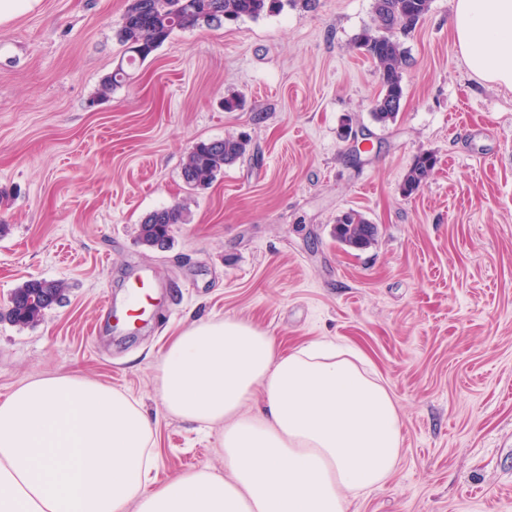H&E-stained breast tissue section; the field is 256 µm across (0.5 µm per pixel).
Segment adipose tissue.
I'll return each mask as SVG.
<instances>
[{
  "label": "adipose tissue",
  "instance_id": "adipose-tissue-1",
  "mask_svg": "<svg viewBox=\"0 0 512 512\" xmlns=\"http://www.w3.org/2000/svg\"><path fill=\"white\" fill-rule=\"evenodd\" d=\"M458 54L512 88V0H452ZM175 417L221 428L223 471L153 482L155 430L123 391L75 374L0 401V512H348L402 455L397 401L356 346L284 352L255 325L201 321L156 366Z\"/></svg>",
  "mask_w": 512,
  "mask_h": 512
}]
</instances>
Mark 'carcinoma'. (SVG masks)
I'll return each mask as SVG.
<instances>
[{
    "label": "carcinoma",
    "instance_id": "1",
    "mask_svg": "<svg viewBox=\"0 0 512 512\" xmlns=\"http://www.w3.org/2000/svg\"><path fill=\"white\" fill-rule=\"evenodd\" d=\"M287 6L312 10L316 0H131L116 31L128 57L102 83L100 95H107L117 84L129 79L127 67L145 62L176 31L204 25L211 27L217 17L223 23L244 17L258 18L279 13ZM429 8L430 0H374L373 25L363 28L354 38L355 48L371 60L379 75L381 90L372 115L382 125L396 120L404 96L403 70L407 54L399 35L410 33ZM247 146L246 139L235 136L194 144L183 164L184 182L192 189L207 187L224 167L245 156ZM435 164L434 153L418 154L404 176L403 194L411 196L418 192ZM188 220L189 211L184 204L155 210L141 224L139 241L149 249L167 246L173 226L186 224ZM376 232V226L353 209L336 216L333 227L337 243L357 250L368 247ZM63 291L64 286L59 282L27 280L14 290L9 305L0 310V321L17 326L35 325Z\"/></svg>",
    "mask_w": 512,
    "mask_h": 512
}]
</instances>
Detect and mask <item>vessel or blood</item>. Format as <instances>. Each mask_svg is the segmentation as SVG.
I'll list each match as a JSON object with an SVG mask.
<instances>
[{
  "label": "vessel or blood",
  "mask_w": 512,
  "mask_h": 512,
  "mask_svg": "<svg viewBox=\"0 0 512 512\" xmlns=\"http://www.w3.org/2000/svg\"><path fill=\"white\" fill-rule=\"evenodd\" d=\"M157 283L144 270L133 271L125 283L122 298H107L104 310L113 318L116 331H126L146 321L156 301Z\"/></svg>",
  "instance_id": "obj_1"
}]
</instances>
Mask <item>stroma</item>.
Segmentation results:
<instances>
[{"instance_id": "obj_1", "label": "stroma", "mask_w": 512, "mask_h": 512, "mask_svg": "<svg viewBox=\"0 0 512 512\" xmlns=\"http://www.w3.org/2000/svg\"><path fill=\"white\" fill-rule=\"evenodd\" d=\"M130 0H39L0 25V306L31 278L66 292L43 321L0 323V400L72 372L141 401L163 481L223 471L218 426L168 415L154 366L192 321L234 319L281 350L327 340L360 348L395 396L403 455L349 512H512V90L473 76L432 0L403 43L396 121L354 37L374 0H317L224 26L174 32L108 98ZM243 94L242 110L224 98ZM373 149L354 159L346 121ZM227 136L248 153L206 189L182 178L188 149ZM437 156L404 196L414 157ZM184 204L169 248L138 243L150 212ZM377 226L340 246L338 213ZM133 269L161 303L116 335L101 305Z\"/></svg>"}]
</instances>
